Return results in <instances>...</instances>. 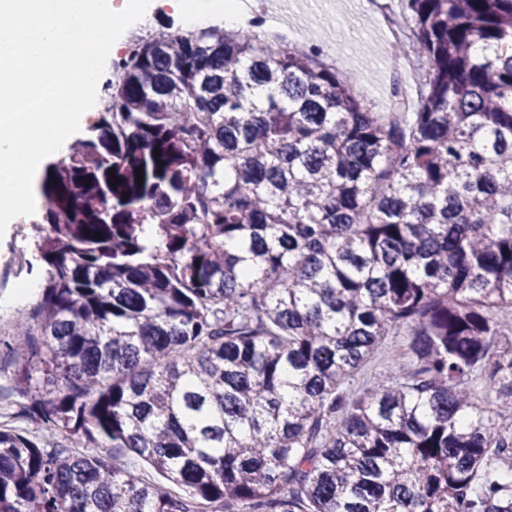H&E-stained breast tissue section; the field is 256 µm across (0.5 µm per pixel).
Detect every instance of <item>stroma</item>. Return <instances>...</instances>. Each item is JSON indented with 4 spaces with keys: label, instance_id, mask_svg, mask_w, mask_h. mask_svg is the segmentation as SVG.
<instances>
[{
    "label": "stroma",
    "instance_id": "stroma-1",
    "mask_svg": "<svg viewBox=\"0 0 512 512\" xmlns=\"http://www.w3.org/2000/svg\"><path fill=\"white\" fill-rule=\"evenodd\" d=\"M269 23L288 22L289 37L304 35L309 49L341 75L355 74L356 87L372 111H390L396 96L414 97L415 84L386 47L388 32L381 16L367 9L365 0H271ZM41 213H34L25 229L9 224L0 238V273L22 251L34 255Z\"/></svg>",
    "mask_w": 512,
    "mask_h": 512
}]
</instances>
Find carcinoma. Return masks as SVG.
I'll use <instances>...</instances> for the list:
<instances>
[{
    "label": "carcinoma",
    "instance_id": "1",
    "mask_svg": "<svg viewBox=\"0 0 512 512\" xmlns=\"http://www.w3.org/2000/svg\"><path fill=\"white\" fill-rule=\"evenodd\" d=\"M400 3L385 114L248 25L139 46L39 186L0 512H512V0ZM393 341H395V339L392 336H388L382 343L375 357L360 368L354 377L352 391L360 390L366 386L376 374L385 372L390 368L389 352Z\"/></svg>",
    "mask_w": 512,
    "mask_h": 512
}]
</instances>
